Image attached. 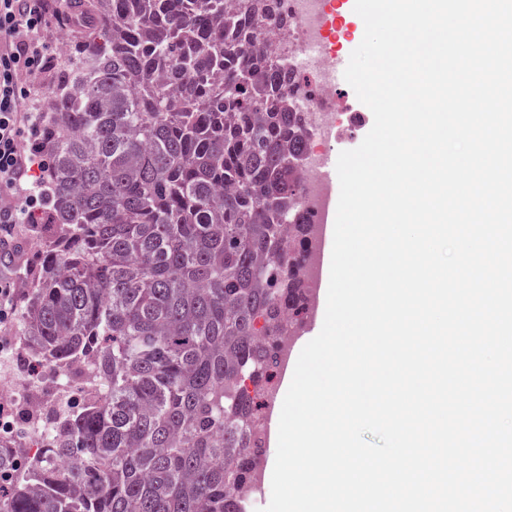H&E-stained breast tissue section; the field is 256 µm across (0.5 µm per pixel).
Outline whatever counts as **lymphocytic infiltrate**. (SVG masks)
<instances>
[{"label":"lymphocytic infiltrate","instance_id":"f902f5d3","mask_svg":"<svg viewBox=\"0 0 512 512\" xmlns=\"http://www.w3.org/2000/svg\"><path fill=\"white\" fill-rule=\"evenodd\" d=\"M52 8L53 0H0V258L17 226L46 205L42 144L24 136L45 121L31 90L56 67L44 40Z\"/></svg>","mask_w":512,"mask_h":512}]
</instances>
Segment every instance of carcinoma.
I'll return each instance as SVG.
<instances>
[{
    "mask_svg": "<svg viewBox=\"0 0 512 512\" xmlns=\"http://www.w3.org/2000/svg\"><path fill=\"white\" fill-rule=\"evenodd\" d=\"M59 54L42 143L52 220L21 300L27 377L0 512H242L285 322L310 311L282 0H94ZM91 369L107 384L85 393ZM52 423L29 448L31 420ZM39 386H47L55 403L67 405L72 399L70 382L67 373L62 368H57L56 371H52L49 380Z\"/></svg>",
    "mask_w": 512,
    "mask_h": 512,
    "instance_id": "1",
    "label": "carcinoma"
}]
</instances>
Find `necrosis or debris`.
<instances>
[{
    "mask_svg": "<svg viewBox=\"0 0 512 512\" xmlns=\"http://www.w3.org/2000/svg\"><path fill=\"white\" fill-rule=\"evenodd\" d=\"M291 36L280 30L269 35L271 49L297 83L287 98L289 111L301 113L305 142L300 175V206L309 234L303 243L307 255V286L316 290L318 257L331 212L333 189L325 173L327 145L336 137L342 114L336 104V79L329 68L332 52L326 40L324 0H286Z\"/></svg>",
    "mask_w": 512,
    "mask_h": 512,
    "instance_id": "1",
    "label": "necrosis or debris"
}]
</instances>
